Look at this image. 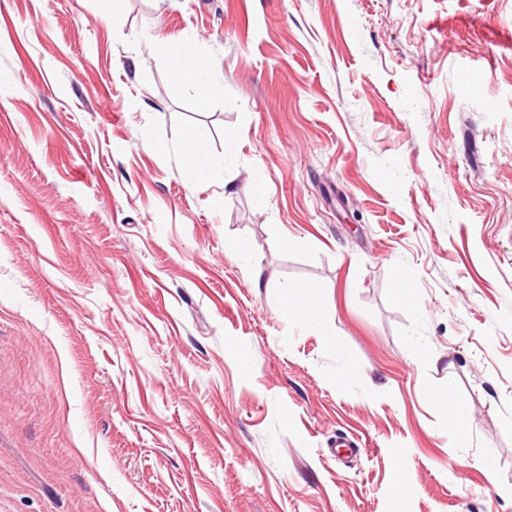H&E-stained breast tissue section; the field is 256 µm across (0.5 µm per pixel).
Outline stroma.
<instances>
[{"instance_id":"1","label":"stroma","mask_w":512,"mask_h":512,"mask_svg":"<svg viewBox=\"0 0 512 512\" xmlns=\"http://www.w3.org/2000/svg\"><path fill=\"white\" fill-rule=\"evenodd\" d=\"M0 512H512V0H0ZM176 75L202 99L210 97L216 91V85L207 76L213 70L212 62L195 54L186 43H170L166 46ZM185 157L196 180L206 179L213 167L224 165V159H213L206 152V139L202 131L195 129L187 137ZM312 288L302 289L298 294H286L282 302V312L298 325L322 328V305Z\"/></svg>"}]
</instances>
